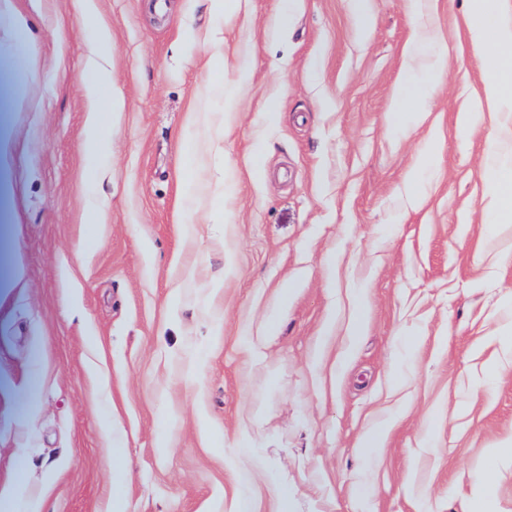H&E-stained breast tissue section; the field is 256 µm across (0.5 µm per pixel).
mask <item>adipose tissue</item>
<instances>
[{"mask_svg":"<svg viewBox=\"0 0 512 512\" xmlns=\"http://www.w3.org/2000/svg\"><path fill=\"white\" fill-rule=\"evenodd\" d=\"M85 18L95 33L87 68L88 92L95 97L112 85L111 73L104 65L109 55V36L94 10H86ZM464 26L466 38L489 75L484 85L485 99L488 107L496 112L502 130L499 150L485 164L489 174L502 177L501 190L489 204L488 213L494 220H512V178L501 174L502 157L512 154V54L507 51L512 44V26L504 23L501 11L489 9L486 0H474L473 12ZM442 71V66H435L431 75L409 78L398 87L392 116L395 124H402L405 110L425 103Z\"/></svg>","mask_w":512,"mask_h":512,"instance_id":"ef3b65f1","label":"adipose tissue"}]
</instances>
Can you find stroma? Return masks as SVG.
Returning <instances> with one entry per match:
<instances>
[{
  "label": "stroma",
  "mask_w": 512,
  "mask_h": 512,
  "mask_svg": "<svg viewBox=\"0 0 512 512\" xmlns=\"http://www.w3.org/2000/svg\"><path fill=\"white\" fill-rule=\"evenodd\" d=\"M94 2L111 96L87 91L81 0H14L34 61L0 58L13 512H237L241 491L255 512H472L485 495L512 512V451L474 479L512 438V222L487 213L500 132L476 106L471 0H368L366 29L353 0ZM422 26L444 71L397 128ZM193 108L209 119L190 128ZM93 109L104 159L84 145ZM15 139L12 125L0 124V197L8 198L15 186V171L11 157V147Z\"/></svg>",
  "instance_id": "1"
}]
</instances>
